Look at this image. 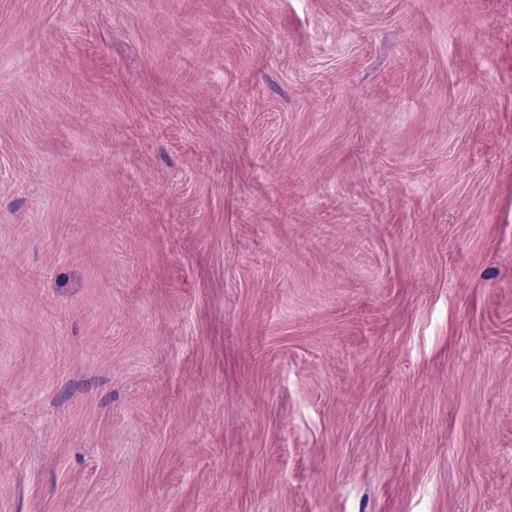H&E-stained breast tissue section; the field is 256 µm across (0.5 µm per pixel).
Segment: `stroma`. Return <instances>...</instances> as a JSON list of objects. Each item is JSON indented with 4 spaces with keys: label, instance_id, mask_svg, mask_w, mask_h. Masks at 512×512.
Returning <instances> with one entry per match:
<instances>
[{
    "label": "stroma",
    "instance_id": "35a3bbf8",
    "mask_svg": "<svg viewBox=\"0 0 512 512\" xmlns=\"http://www.w3.org/2000/svg\"><path fill=\"white\" fill-rule=\"evenodd\" d=\"M0 512H512V0H0Z\"/></svg>",
    "mask_w": 512,
    "mask_h": 512
}]
</instances>
